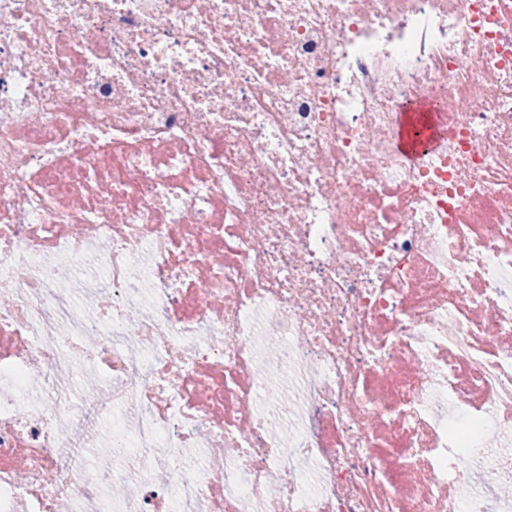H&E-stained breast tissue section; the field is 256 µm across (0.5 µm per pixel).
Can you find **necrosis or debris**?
<instances>
[{
	"label": "necrosis or debris",
	"mask_w": 512,
	"mask_h": 512,
	"mask_svg": "<svg viewBox=\"0 0 512 512\" xmlns=\"http://www.w3.org/2000/svg\"><path fill=\"white\" fill-rule=\"evenodd\" d=\"M0 292V512H512V0H0Z\"/></svg>",
	"instance_id": "4bbe7bcc"
}]
</instances>
